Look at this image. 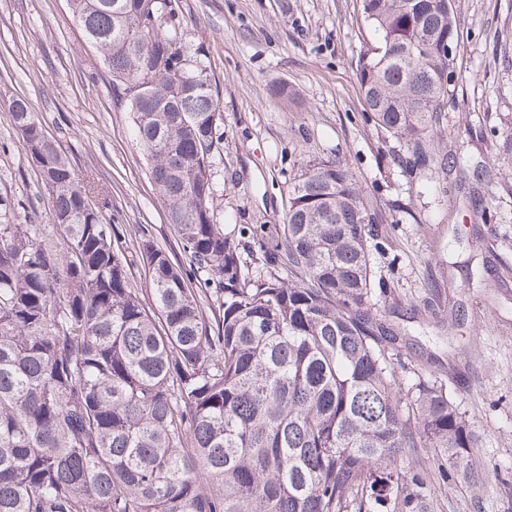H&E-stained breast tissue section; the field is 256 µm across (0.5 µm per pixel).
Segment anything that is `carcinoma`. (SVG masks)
Here are the masks:
<instances>
[{"instance_id":"1","label":"carcinoma","mask_w":512,"mask_h":512,"mask_svg":"<svg viewBox=\"0 0 512 512\" xmlns=\"http://www.w3.org/2000/svg\"><path fill=\"white\" fill-rule=\"evenodd\" d=\"M165 207L178 251L115 242L110 201L39 116L8 112L51 199L46 234L0 214V512H431L475 479L478 435L445 383L401 360L378 298L385 216L344 161H314L284 224L214 221L217 84L180 0H68ZM379 41L357 80L405 171L462 161L448 0H360ZM141 264L147 288H136ZM204 281L215 288H197ZM430 452L433 469L420 465Z\"/></svg>"}]
</instances>
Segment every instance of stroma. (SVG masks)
Segmentation results:
<instances>
[{"mask_svg": "<svg viewBox=\"0 0 512 512\" xmlns=\"http://www.w3.org/2000/svg\"><path fill=\"white\" fill-rule=\"evenodd\" d=\"M455 101L441 137L460 149L435 201L403 171L394 140L366 123L356 77L376 43L358 0H181L218 88L223 134L214 220L278 224L295 177L346 159L384 208L380 298L405 358L445 382L479 435L475 487L445 486L434 512H512V0H455ZM24 99L80 178L111 198L121 234L175 243L128 113L112 108L98 53L67 0H0V200L17 224L47 223L51 200L7 106Z\"/></svg>", "mask_w": 512, "mask_h": 512, "instance_id": "obj_1", "label": "stroma"}]
</instances>
